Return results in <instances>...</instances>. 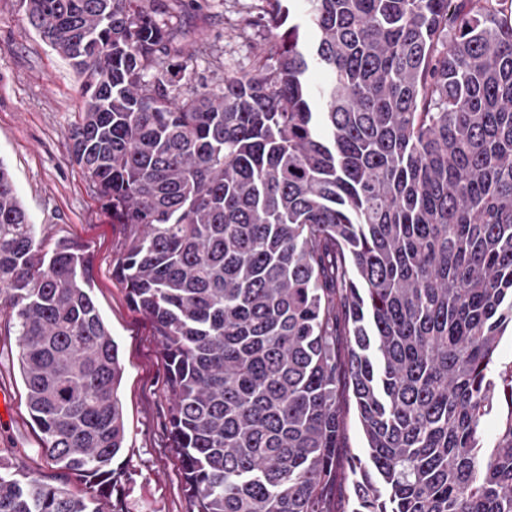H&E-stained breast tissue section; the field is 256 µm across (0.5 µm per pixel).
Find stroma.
Segmentation results:
<instances>
[{
    "mask_svg": "<svg viewBox=\"0 0 512 512\" xmlns=\"http://www.w3.org/2000/svg\"><path fill=\"white\" fill-rule=\"evenodd\" d=\"M257 0H197L181 14L185 52L196 55L198 81L215 87L225 74L251 68L267 44ZM224 61L214 71L200 47ZM81 80L29 25L26 0H0V163L10 171L43 251L62 239L92 256V297L119 345L124 367L119 395L126 440L114 465L131 475L126 512H189L180 463L171 448L167 369L150 319L134 309L115 274L133 229L113 223L90 179L69 152V129L82 106ZM366 440L354 405H347L340 464L332 488L335 512H345L351 493L348 462L365 453ZM0 469L17 477L62 480L42 450L19 370L18 329L0 308Z\"/></svg>",
    "mask_w": 512,
    "mask_h": 512,
    "instance_id": "stroma-1",
    "label": "stroma"
}]
</instances>
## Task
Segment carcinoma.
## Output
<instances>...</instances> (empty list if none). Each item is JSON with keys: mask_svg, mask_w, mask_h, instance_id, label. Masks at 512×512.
Returning <instances> with one entry per match:
<instances>
[{"mask_svg": "<svg viewBox=\"0 0 512 512\" xmlns=\"http://www.w3.org/2000/svg\"><path fill=\"white\" fill-rule=\"evenodd\" d=\"M265 2L268 47L214 90L166 0H28L83 77L69 150L134 228L116 275L166 359L190 512H328L345 391L350 512H512V0H303L308 45ZM40 249L0 163V304L43 450L86 485L0 474V512H126L89 252ZM508 410V403L506 400L501 399L496 403V407L491 414L484 418L482 423L483 443L487 448H490L493 445L500 423L507 415Z\"/></svg>", "mask_w": 512, "mask_h": 512, "instance_id": "1", "label": "carcinoma"}]
</instances>
